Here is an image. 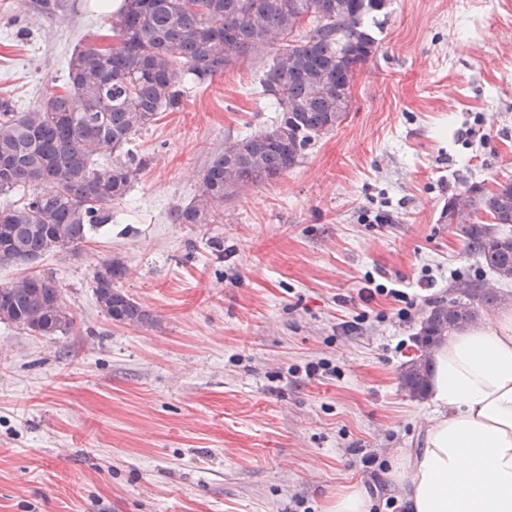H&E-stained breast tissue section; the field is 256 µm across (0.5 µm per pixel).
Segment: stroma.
I'll use <instances>...</instances> for the list:
<instances>
[{
  "instance_id": "stroma-1",
  "label": "stroma",
  "mask_w": 512,
  "mask_h": 512,
  "mask_svg": "<svg viewBox=\"0 0 512 512\" xmlns=\"http://www.w3.org/2000/svg\"><path fill=\"white\" fill-rule=\"evenodd\" d=\"M55 2L0 0V99L17 111L115 37L123 0ZM367 25L378 50L344 121L219 223L170 213L226 141L275 119L260 57L204 85L180 75V107L129 145L147 166L112 222L79 256L40 260L74 323L49 338L0 322V512H327L370 481L364 458L414 447L431 406L401 372L421 321L454 281L489 275L448 202L512 179V0H391ZM111 257L153 325L98 306ZM380 283L415 300L409 317L363 300Z\"/></svg>"
}]
</instances>
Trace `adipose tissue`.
I'll return each instance as SVG.
<instances>
[{
    "label": "adipose tissue",
    "mask_w": 512,
    "mask_h": 512,
    "mask_svg": "<svg viewBox=\"0 0 512 512\" xmlns=\"http://www.w3.org/2000/svg\"><path fill=\"white\" fill-rule=\"evenodd\" d=\"M434 361L422 445L384 479L407 512H512V309L448 336Z\"/></svg>",
    "instance_id": "obj_1"
}]
</instances>
